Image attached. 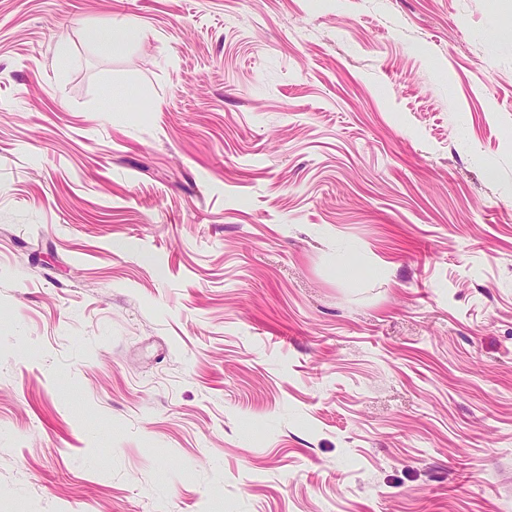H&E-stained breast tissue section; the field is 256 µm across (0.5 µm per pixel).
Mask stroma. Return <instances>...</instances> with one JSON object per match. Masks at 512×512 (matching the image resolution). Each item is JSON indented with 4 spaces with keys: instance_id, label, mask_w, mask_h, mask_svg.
Masks as SVG:
<instances>
[{
    "instance_id": "obj_1",
    "label": "stroma",
    "mask_w": 512,
    "mask_h": 512,
    "mask_svg": "<svg viewBox=\"0 0 512 512\" xmlns=\"http://www.w3.org/2000/svg\"><path fill=\"white\" fill-rule=\"evenodd\" d=\"M0 512H512V0H0ZM139 35V30L129 24H114L97 29L95 42L100 51L108 54L123 50Z\"/></svg>"
}]
</instances>
